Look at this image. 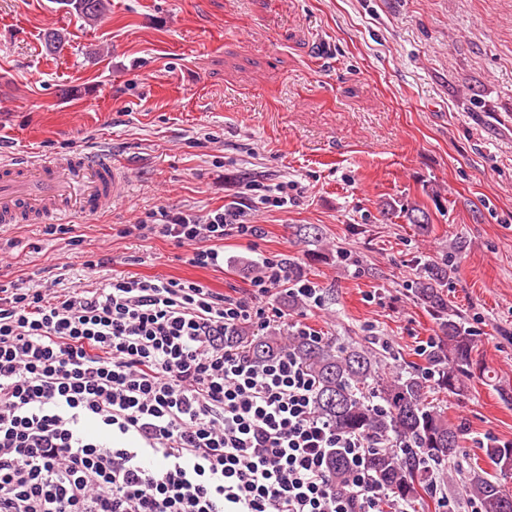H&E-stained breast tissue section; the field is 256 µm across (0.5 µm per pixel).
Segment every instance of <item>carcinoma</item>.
Here are the masks:
<instances>
[{
    "label": "carcinoma",
    "mask_w": 512,
    "mask_h": 512,
    "mask_svg": "<svg viewBox=\"0 0 512 512\" xmlns=\"http://www.w3.org/2000/svg\"><path fill=\"white\" fill-rule=\"evenodd\" d=\"M67 12L96 23L109 9V0H57ZM383 216L398 215L409 224L426 229L429 215L418 206L395 210L386 205ZM453 263L429 264L414 285V297L439 320L441 343L427 355L436 367L438 385L450 394L466 387L473 369L481 368L473 358L474 341L470 331L450 313L444 295ZM229 343L244 349L255 363L290 352L303 364L317 383V413L345 432L369 434L384 441L401 443L404 450L375 449L366 465L374 483L409 503L417 501L418 487L424 482L419 464L426 457L434 466L451 463L456 457L463 431L448 421L445 413L428 402L429 380L415 370L385 377L371 351L338 347L329 340L309 336H284L271 331L254 336L241 327ZM484 455L500 475L512 473V446L489 443ZM330 477L336 490H346V461L340 453L329 461ZM466 492L476 500L480 512H512V491L488 473L472 471Z\"/></svg>",
    "instance_id": "cac0c4a2"
}]
</instances>
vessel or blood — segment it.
Masks as SVG:
<instances>
[{
	"label": "vessel or blood",
	"instance_id": "obj_1",
	"mask_svg": "<svg viewBox=\"0 0 512 512\" xmlns=\"http://www.w3.org/2000/svg\"><path fill=\"white\" fill-rule=\"evenodd\" d=\"M125 192L118 169L102 156L79 152L63 163H1L0 229L90 212Z\"/></svg>",
	"mask_w": 512,
	"mask_h": 512
}]
</instances>
